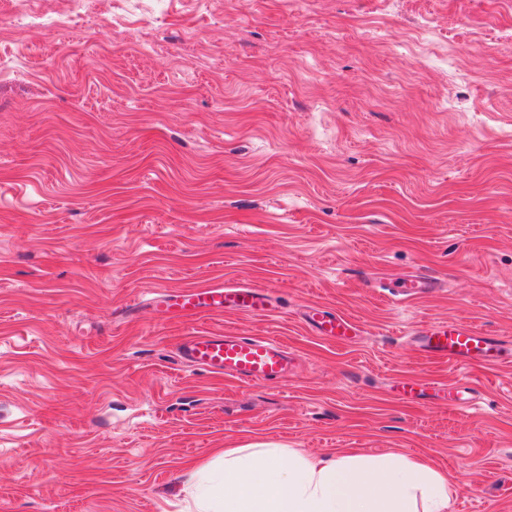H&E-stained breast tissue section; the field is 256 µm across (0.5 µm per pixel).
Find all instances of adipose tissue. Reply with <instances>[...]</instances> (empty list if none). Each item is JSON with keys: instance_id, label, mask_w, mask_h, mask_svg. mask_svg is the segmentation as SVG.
<instances>
[{"instance_id": "1", "label": "adipose tissue", "mask_w": 512, "mask_h": 512, "mask_svg": "<svg viewBox=\"0 0 512 512\" xmlns=\"http://www.w3.org/2000/svg\"><path fill=\"white\" fill-rule=\"evenodd\" d=\"M186 512H448V477L425 459L228 448L188 478Z\"/></svg>"}]
</instances>
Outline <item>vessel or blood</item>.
<instances>
[{
    "instance_id": "1",
    "label": "vessel or blood",
    "mask_w": 512,
    "mask_h": 512,
    "mask_svg": "<svg viewBox=\"0 0 512 512\" xmlns=\"http://www.w3.org/2000/svg\"><path fill=\"white\" fill-rule=\"evenodd\" d=\"M436 280L417 273L396 279L390 297L400 301L430 294ZM271 309L269 290L259 287L217 285L181 292L179 318L206 316L234 311L263 315ZM304 321L310 330L325 340L346 344L362 333L358 322L345 315L309 306ZM420 350L444 359L450 365L498 366L512 359L501 340L488 336L475 325L448 321L424 326L417 338ZM184 360L243 384H256L288 375L287 349L273 338L238 336H193L181 346Z\"/></svg>"
}]
</instances>
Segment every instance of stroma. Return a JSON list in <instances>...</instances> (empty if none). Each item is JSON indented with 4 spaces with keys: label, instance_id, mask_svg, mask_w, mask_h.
Returning a JSON list of instances; mask_svg holds the SVG:
<instances>
[{
    "label": "stroma",
    "instance_id": "obj_1",
    "mask_svg": "<svg viewBox=\"0 0 512 512\" xmlns=\"http://www.w3.org/2000/svg\"><path fill=\"white\" fill-rule=\"evenodd\" d=\"M510 33L512 0H0V512H180L194 468L253 446L423 457L448 512H512V363L409 338L512 341ZM411 272L440 288L391 301ZM220 284L272 315L149 303ZM312 303L362 335L316 336ZM202 335L277 337L289 377L184 363ZM419 336H413L420 350L430 356L448 361L457 367L472 364L498 366L506 359H512L505 344L473 324L448 321L426 325Z\"/></svg>",
    "mask_w": 512,
    "mask_h": 512
}]
</instances>
